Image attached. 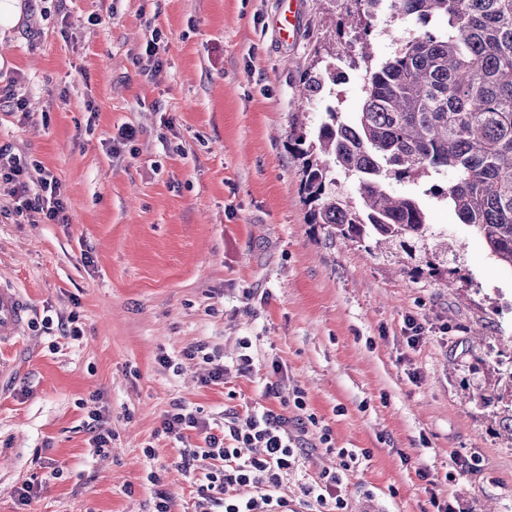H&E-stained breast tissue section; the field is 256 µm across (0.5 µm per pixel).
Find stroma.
Segmentation results:
<instances>
[{
	"instance_id": "obj_1",
	"label": "stroma",
	"mask_w": 512,
	"mask_h": 512,
	"mask_svg": "<svg viewBox=\"0 0 512 512\" xmlns=\"http://www.w3.org/2000/svg\"><path fill=\"white\" fill-rule=\"evenodd\" d=\"M19 2L0 86L27 109L0 103V147L29 187L43 170L59 180L66 221L18 209L0 181V281L30 306L0 347V512H153L160 493L195 512L174 463L205 442L166 434L165 414L277 411L297 388L319 420L309 445L327 428L369 452L344 476L349 512H434L431 479L467 512H512V271L424 180L393 189L418 195L447 241L449 281L309 222L288 131L322 110L298 95L320 54L346 55L331 103L360 109L365 66L333 26L350 0H298L289 42L282 0ZM409 316L424 326L415 345ZM244 338L254 369L223 385L184 356L203 343L232 362ZM459 455L473 464L455 477Z\"/></svg>"
}]
</instances>
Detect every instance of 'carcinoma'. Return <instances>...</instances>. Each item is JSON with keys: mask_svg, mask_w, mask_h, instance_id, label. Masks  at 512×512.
<instances>
[{"mask_svg": "<svg viewBox=\"0 0 512 512\" xmlns=\"http://www.w3.org/2000/svg\"><path fill=\"white\" fill-rule=\"evenodd\" d=\"M357 2L337 30L357 33L367 73L360 111L328 104L315 125L288 134L310 223L331 239L404 254L413 275L442 278L448 250L426 246L425 210L389 184L428 177L429 192L512 269V0H391L423 30L379 63L371 19L383 0ZM336 81V58L322 59L303 72L300 95L322 99ZM339 174L356 178L357 197L336 190Z\"/></svg>", "mask_w": 512, "mask_h": 512, "instance_id": "carcinoma-1", "label": "carcinoma"}]
</instances>
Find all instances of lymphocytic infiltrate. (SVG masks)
Returning a JSON list of instances; mask_svg holds the SVG:
<instances>
[{
  "label": "lymphocytic infiltrate",
  "mask_w": 512,
  "mask_h": 512,
  "mask_svg": "<svg viewBox=\"0 0 512 512\" xmlns=\"http://www.w3.org/2000/svg\"><path fill=\"white\" fill-rule=\"evenodd\" d=\"M24 174L19 159L0 149V177L12 183L13 196L20 198L26 207L38 203L48 220L64 223L65 204L59 182L50 173H43L41 193L33 201L27 197ZM240 347L235 364L230 366L222 363L218 352L207 351L202 345L191 348L188 355L209 364L206 381L219 385L230 375L243 376L250 372L252 343L245 338ZM293 406L298 412L294 419L264 406L248 407L215 427L180 405L165 415L162 421L165 433L179 436L183 431L195 430L204 436L203 452L191 449L181 452L179 466L183 471L194 472L196 461L202 457L213 462L212 468L198 480V512H288L289 501L281 489L289 471L309 457L310 450L302 434L318 423L315 414L305 411L302 390H295ZM319 441L326 451L336 452L340 466L318 472L303 487L298 504L304 512H347V500L342 493L343 475L358 464L359 458L348 449L334 448L329 433H322ZM245 448L252 449V456H242Z\"/></svg>",
  "instance_id": "lymphocytic-infiltrate-1"
}]
</instances>
